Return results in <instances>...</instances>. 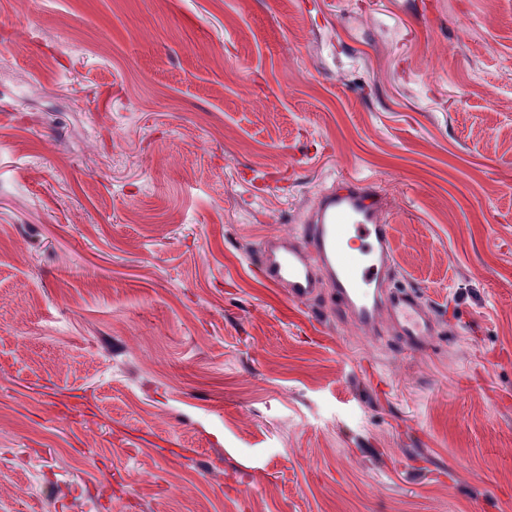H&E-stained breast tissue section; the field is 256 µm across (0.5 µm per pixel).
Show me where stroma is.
Returning a JSON list of instances; mask_svg holds the SVG:
<instances>
[{
  "label": "stroma",
  "instance_id": "obj_1",
  "mask_svg": "<svg viewBox=\"0 0 512 512\" xmlns=\"http://www.w3.org/2000/svg\"><path fill=\"white\" fill-rule=\"evenodd\" d=\"M0 0V512H512V0ZM339 176L419 349L265 282Z\"/></svg>",
  "mask_w": 512,
  "mask_h": 512
}]
</instances>
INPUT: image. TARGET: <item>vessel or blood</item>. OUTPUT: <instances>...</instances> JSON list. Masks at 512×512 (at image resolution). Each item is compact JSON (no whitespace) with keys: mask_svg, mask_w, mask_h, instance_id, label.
I'll return each instance as SVG.
<instances>
[{"mask_svg":"<svg viewBox=\"0 0 512 512\" xmlns=\"http://www.w3.org/2000/svg\"><path fill=\"white\" fill-rule=\"evenodd\" d=\"M390 228L389 203L376 185L342 176L308 212L300 231L304 245L284 234L266 237L258 270L295 302L328 288L359 326L388 321L406 346L418 347L432 335L434 320L421 296L390 280Z\"/></svg>","mask_w":512,"mask_h":512,"instance_id":"b4317fda","label":"vessel or blood"}]
</instances>
